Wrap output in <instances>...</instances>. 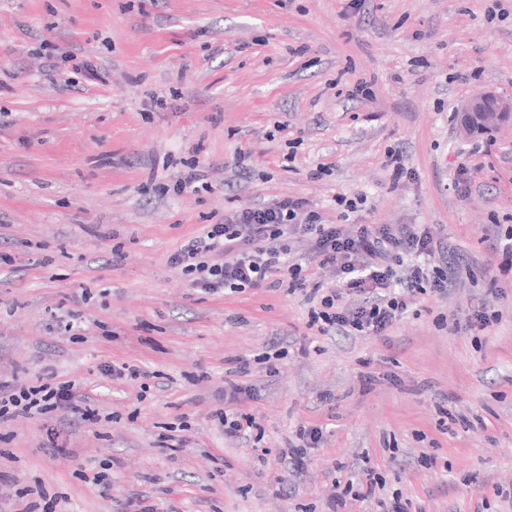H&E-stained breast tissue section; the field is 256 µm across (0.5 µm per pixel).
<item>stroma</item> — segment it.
Listing matches in <instances>:
<instances>
[{
	"label": "stroma",
	"mask_w": 512,
	"mask_h": 512,
	"mask_svg": "<svg viewBox=\"0 0 512 512\" xmlns=\"http://www.w3.org/2000/svg\"><path fill=\"white\" fill-rule=\"evenodd\" d=\"M47 42L96 75L46 59ZM358 81L370 98H347ZM481 93L512 96V0H0V380L53 370L102 416L18 418L0 512L36 481L61 512H128L141 492L177 512H329L365 466L423 512H512V271L489 249L512 216V121L464 134L455 116ZM195 146L210 190L141 193ZM394 149L412 171L397 183ZM242 152L257 176L237 177ZM354 194L363 211L340 221ZM285 197L351 232L442 225L461 267L384 334L323 336L306 291L204 295L169 264L235 203ZM482 300L501 321L459 329ZM59 308L82 315L79 339ZM274 339L288 354L272 376ZM232 359L252 392L230 407L256 415V445L215 416ZM107 362L155 377L117 382ZM51 426L71 457L51 455ZM185 426L195 443L161 448ZM302 426L323 438L296 479L276 452ZM106 463L108 491L91 481Z\"/></svg>",
	"instance_id": "stroma-1"
}]
</instances>
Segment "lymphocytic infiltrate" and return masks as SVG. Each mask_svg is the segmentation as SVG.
Wrapping results in <instances>:
<instances>
[{"instance_id": "lymphocytic-infiltrate-1", "label": "lymphocytic infiltrate", "mask_w": 512, "mask_h": 512, "mask_svg": "<svg viewBox=\"0 0 512 512\" xmlns=\"http://www.w3.org/2000/svg\"><path fill=\"white\" fill-rule=\"evenodd\" d=\"M296 235L313 236L323 279L307 282L301 265L290 262L288 241ZM169 263L211 295L241 294L272 278L292 291L310 287L319 296L311 321L320 333L351 336L385 332L407 311L410 295L446 293L461 261L434 225L361 224L350 233L326 223L309 202L283 198L229 209ZM52 412L86 427L100 421L72 382L48 375L33 385L0 382V428L19 416Z\"/></svg>"}]
</instances>
